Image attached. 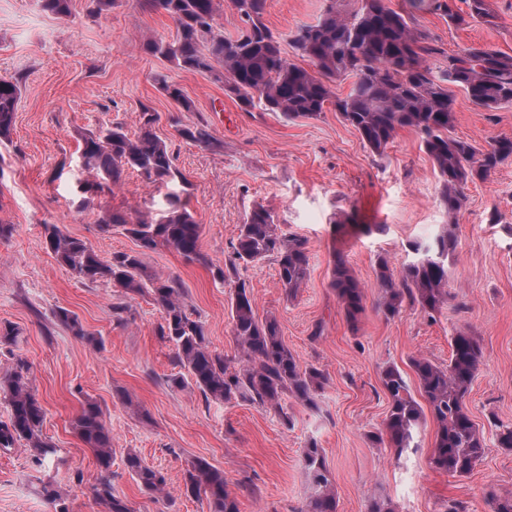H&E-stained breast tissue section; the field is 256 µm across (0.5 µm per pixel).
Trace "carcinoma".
Masks as SVG:
<instances>
[{"mask_svg":"<svg viewBox=\"0 0 512 512\" xmlns=\"http://www.w3.org/2000/svg\"><path fill=\"white\" fill-rule=\"evenodd\" d=\"M70 2L41 0L43 9L58 17L71 13ZM266 2L230 0L239 26L235 35L226 37L217 22L224 0H136L144 11L166 15L176 29L173 41L151 37L143 42L142 50L179 70L210 73L224 81V90L243 112L258 107L293 121L316 119L331 107L378 155L393 144L399 131H412L433 161L440 202L450 215L464 205L463 186L486 180L499 165L512 159V137L498 136L480 148L454 133V89L464 91L482 112L512 104L511 54L490 45H472L450 54L432 35L416 30L410 15L393 9L389 0H358V7L350 9L345 8L344 0H324L315 22L301 23L289 34L294 54L309 62L306 68L287 56L281 37L266 24ZM463 2L464 9L455 7V0H414L413 8L437 15L456 28L472 21L494 24L496 15L489 0ZM347 78L353 79L352 87L340 97L333 85ZM158 85L178 109L192 110V101L177 83L162 77ZM20 97V82L0 77V142L10 140ZM158 121V113L144 105L140 131L134 137L118 124L83 134L82 166L94 180L86 181L81 190L100 188L104 183L116 185L129 169L152 182L166 183L181 176L174 153L155 133ZM169 122L184 140L204 147L216 144L211 126L204 120L184 125L171 114ZM98 224L105 233L123 231L138 250L115 253L108 260L57 224L44 225L47 248L81 281H110L126 296L150 298L161 313L159 334L172 345L175 364L187 371L205 400L241 401L280 410L287 396L306 408H317L327 375L300 363L284 342L276 318L256 317L252 289L239 275L240 268L271 259L288 296H295L308 275L305 238L278 233L272 212L258 205L240 225L229 262L220 267L201 251L202 225L177 198L155 219L105 210ZM159 246L208 267L215 279L233 285L230 317L241 353L239 362L209 348L204 324L184 304L177 279L147 270L143 255ZM456 248L455 235L446 226L430 242L414 245L415 259L397 272L388 257L377 256V308L381 314L390 320L407 307H418L430 317L438 312L449 299L448 259ZM330 287L347 323L357 329L366 294L340 249L333 257ZM57 317L74 336H91L68 310H60ZM450 348L445 366L423 356L409 359L417 379L416 394L397 365L382 369L380 381L388 411L383 427L368 438L374 447L390 448L400 456L412 447L415 430L427 410L436 425L429 465L461 478L474 471L485 452L483 432L466 406L483 349L478 336L464 330L451 337ZM28 374L29 368L21 362L0 378V390L10 407L9 420L0 422V448L25 440L43 460L56 448L42 434L44 409ZM72 426L99 466L93 487L96 502L104 512H133L112 485V433L99 407L86 403ZM495 428L498 447L512 452V425L498 423ZM304 457L312 493L298 512H337L336 492L316 441L308 442ZM123 464L144 490L163 492L166 479L160 470L131 452ZM184 489L190 496L204 495L209 512H240L237 497L227 489L224 472L203 460L195 459L186 468ZM487 502L491 512H512V495L490 491Z\"/></svg>","mask_w":512,"mask_h":512,"instance_id":"carcinoma-1","label":"carcinoma"}]
</instances>
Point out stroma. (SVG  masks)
Here are the masks:
<instances>
[{"instance_id": "1", "label": "stroma", "mask_w": 512, "mask_h": 512, "mask_svg": "<svg viewBox=\"0 0 512 512\" xmlns=\"http://www.w3.org/2000/svg\"><path fill=\"white\" fill-rule=\"evenodd\" d=\"M322 4L267 0L265 20L285 36L297 24L315 22ZM490 4L497 15L492 25L473 21L456 29L422 11L414 25L438 36L450 53L487 44L512 54V0ZM175 34L167 16L142 11L134 0H119L98 16L87 12L86 0H71L64 18L44 11L40 0H0V77L22 86L12 141L0 144V223L14 227L0 239V328L17 331L14 342L0 343V375L18 361L28 364L45 410L42 433L57 448L43 462L22 442L0 451V512H54L40 493L47 482L69 512H102L92 493L98 463L72 430L89 401L100 406L112 432L115 492L135 512H208L205 497L184 493L185 469L197 458L223 470L241 512H297L310 493L302 451L312 439L324 450L337 512H367L374 497L392 501L397 512H447L452 499L466 502L468 512H489V490L512 492V452L488 444L474 471L454 478L428 463L432 419L419 425L418 449L399 458L373 447L368 434L381 428L388 410L382 368H407L415 355L447 364L458 330L474 331L483 346L466 397L471 418L488 437L493 421L512 423V160L486 181L465 185L463 208L448 218L433 162L413 132L400 131L376 156L334 110L299 121L241 111L222 82L141 49L147 37L169 41ZM161 76L180 84L193 102L183 123L208 121L216 146L176 136L167 121L176 106L160 92ZM455 97L457 136L479 147L512 137V106L481 112L463 91ZM145 105L161 116L155 132L170 144L182 180L154 183L130 170L119 185L91 192L81 204L79 187L88 178L79 163L82 134L118 123L136 136ZM174 194L201 224L200 246L213 265L225 264L246 214L258 204L275 212L280 232L307 239L308 277L296 297L287 296L273 261L244 276L258 318L276 317L300 362L327 373L317 409L289 398L278 411L208 402L193 384L171 387L178 368L150 299L123 296L106 281L82 282L46 248L44 227L57 224L103 258L135 250L122 231L99 230L101 211L153 217ZM344 213L354 223L336 226ZM374 218L385 224L384 233L363 232ZM446 223L458 243L450 300L432 318L408 308L385 319L376 308L377 256L400 269L414 257L412 243L425 242ZM338 249L365 288V311L354 329L330 286ZM143 261L149 271L179 279L211 349L239 359L230 286L216 281L210 267L167 248L147 252ZM118 304L123 312H115ZM61 308L79 318L94 342L71 334L56 316ZM318 324L323 334L315 340ZM287 415L292 425L284 424ZM130 451L163 472L165 494L145 492L132 479L122 462Z\"/></svg>"}]
</instances>
